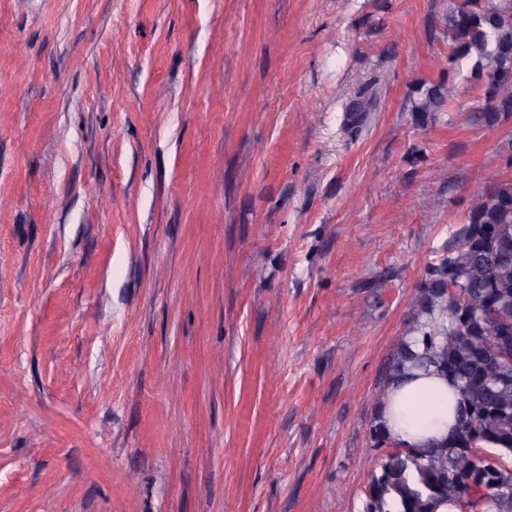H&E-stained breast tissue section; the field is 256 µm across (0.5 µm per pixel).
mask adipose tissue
<instances>
[{
	"instance_id": "obj_1",
	"label": "adipose tissue",
	"mask_w": 512,
	"mask_h": 512,
	"mask_svg": "<svg viewBox=\"0 0 512 512\" xmlns=\"http://www.w3.org/2000/svg\"><path fill=\"white\" fill-rule=\"evenodd\" d=\"M457 395L447 377L434 372L392 383L377 418L402 448H420L447 438Z\"/></svg>"
}]
</instances>
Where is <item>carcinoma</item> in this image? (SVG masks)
I'll use <instances>...</instances> for the list:
<instances>
[{
	"instance_id": "obj_1",
	"label": "carcinoma",
	"mask_w": 512,
	"mask_h": 512,
	"mask_svg": "<svg viewBox=\"0 0 512 512\" xmlns=\"http://www.w3.org/2000/svg\"><path fill=\"white\" fill-rule=\"evenodd\" d=\"M448 65L483 84L471 111L487 128L512 115V0H451ZM461 98L450 80L421 91L417 112ZM454 243L431 264L410 327L392 354L384 385L433 366L457 388L459 414L448 439L400 448L377 423L380 454L362 512H437L470 500L479 512H512V179L471 197Z\"/></svg>"
}]
</instances>
